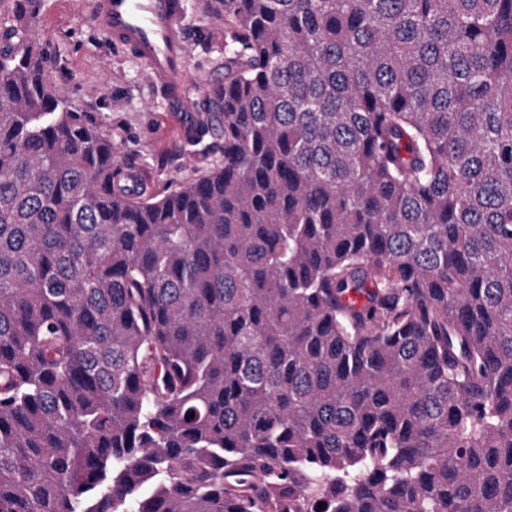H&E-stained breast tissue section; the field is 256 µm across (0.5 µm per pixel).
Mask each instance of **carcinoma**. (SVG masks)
<instances>
[{
    "label": "carcinoma",
    "mask_w": 512,
    "mask_h": 512,
    "mask_svg": "<svg viewBox=\"0 0 512 512\" xmlns=\"http://www.w3.org/2000/svg\"><path fill=\"white\" fill-rule=\"evenodd\" d=\"M146 192L0 37V512H512V0H208Z\"/></svg>",
    "instance_id": "obj_1"
}]
</instances>
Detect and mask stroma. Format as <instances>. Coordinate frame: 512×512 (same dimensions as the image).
<instances>
[{
	"instance_id": "stroma-1",
	"label": "stroma",
	"mask_w": 512,
	"mask_h": 512,
	"mask_svg": "<svg viewBox=\"0 0 512 512\" xmlns=\"http://www.w3.org/2000/svg\"><path fill=\"white\" fill-rule=\"evenodd\" d=\"M84 0H34L29 37L51 59L52 89L73 108L103 123L123 160L134 163L148 192L197 178L223 158V143L189 142L183 116L167 111L130 51L97 33ZM205 0H185L190 78H213L224 60L223 22L204 11Z\"/></svg>"
}]
</instances>
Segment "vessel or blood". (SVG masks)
I'll return each mask as SVG.
<instances>
[{
  "instance_id": "b4317fda",
  "label": "vessel or blood",
  "mask_w": 512,
  "mask_h": 512,
  "mask_svg": "<svg viewBox=\"0 0 512 512\" xmlns=\"http://www.w3.org/2000/svg\"><path fill=\"white\" fill-rule=\"evenodd\" d=\"M184 9V0H91L90 16L97 31L135 55L168 110L189 116L194 111L192 89L206 88L209 82L187 75L180 23Z\"/></svg>"
}]
</instances>
